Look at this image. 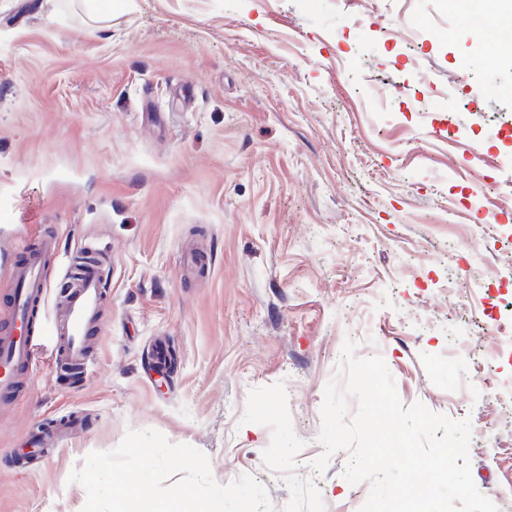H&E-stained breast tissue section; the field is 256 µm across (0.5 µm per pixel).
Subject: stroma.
I'll return each mask as SVG.
<instances>
[{
    "mask_svg": "<svg viewBox=\"0 0 512 512\" xmlns=\"http://www.w3.org/2000/svg\"><path fill=\"white\" fill-rule=\"evenodd\" d=\"M0 318L16 249L105 252L78 382L0 403V512H82L87 454L155 429L275 512H359L313 461L346 340L404 405L469 419L472 479L512 512V67L450 0H0ZM60 450L28 432L71 416Z\"/></svg>",
    "mask_w": 512,
    "mask_h": 512,
    "instance_id": "stroma-1",
    "label": "stroma"
}]
</instances>
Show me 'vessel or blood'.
<instances>
[{"label":"vessel or blood","instance_id":"1","mask_svg":"<svg viewBox=\"0 0 512 512\" xmlns=\"http://www.w3.org/2000/svg\"><path fill=\"white\" fill-rule=\"evenodd\" d=\"M57 258V243L49 236L9 271L12 317L0 324V397L15 395L20 375L36 362V320L48 292V267ZM101 273L97 264L85 271L74 272L67 266L62 269L66 290L50 332L57 342L56 361L79 372L90 364L89 340L101 327ZM80 425L77 419L59 422L49 431L32 435L29 443L37 449L61 447Z\"/></svg>","mask_w":512,"mask_h":512}]
</instances>
